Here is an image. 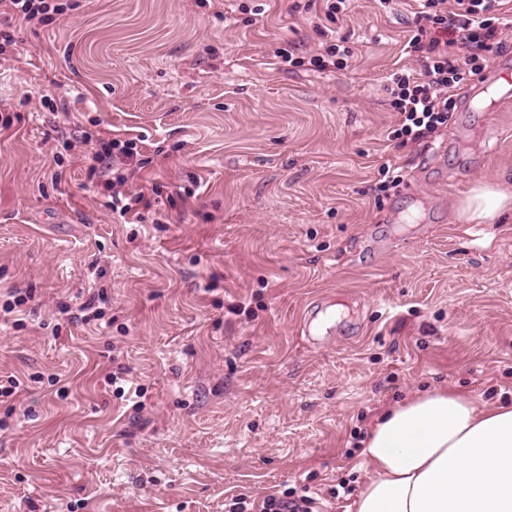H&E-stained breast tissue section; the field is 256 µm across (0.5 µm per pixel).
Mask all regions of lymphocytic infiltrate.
Listing matches in <instances>:
<instances>
[{"label":"lymphocytic infiltrate","instance_id":"lymphocytic-infiltrate-1","mask_svg":"<svg viewBox=\"0 0 512 512\" xmlns=\"http://www.w3.org/2000/svg\"><path fill=\"white\" fill-rule=\"evenodd\" d=\"M418 2L406 52L421 61L423 71L401 68L389 76L391 106L398 117L393 137L404 145L447 125L455 90L466 77L480 75L490 54L504 44V0ZM77 7V0H0V54L17 45L18 25L49 21Z\"/></svg>","mask_w":512,"mask_h":512}]
</instances>
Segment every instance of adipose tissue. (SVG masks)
<instances>
[{
    "instance_id": "adipose-tissue-1",
    "label": "adipose tissue",
    "mask_w": 512,
    "mask_h": 512,
    "mask_svg": "<svg viewBox=\"0 0 512 512\" xmlns=\"http://www.w3.org/2000/svg\"><path fill=\"white\" fill-rule=\"evenodd\" d=\"M511 211L512 195L481 183L457 218L493 224ZM361 457L367 476L346 512H512V404L424 392L376 419Z\"/></svg>"
}]
</instances>
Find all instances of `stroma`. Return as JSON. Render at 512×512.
<instances>
[{
  "label": "stroma",
  "mask_w": 512,
  "mask_h": 512,
  "mask_svg": "<svg viewBox=\"0 0 512 512\" xmlns=\"http://www.w3.org/2000/svg\"><path fill=\"white\" fill-rule=\"evenodd\" d=\"M416 0H79L0 58V512H224L307 491L346 512L384 409L449 387L512 403V107L404 147L387 78ZM346 39L343 69L287 70ZM146 139L139 224L105 206L82 132ZM402 181L374 191L381 156ZM105 289L97 316L61 310ZM329 315L311 336L303 311ZM512 216V196L496 185L481 183L475 185L461 199L457 218L464 224H495L504 214Z\"/></svg>",
  "instance_id": "obj_1"
}]
</instances>
